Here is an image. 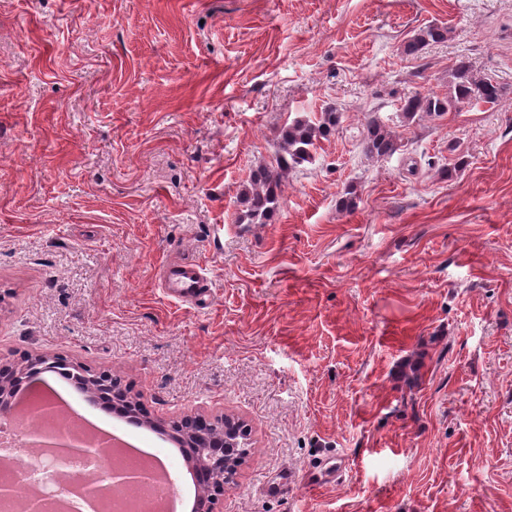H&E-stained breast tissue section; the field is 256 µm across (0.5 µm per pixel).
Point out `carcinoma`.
I'll return each mask as SVG.
<instances>
[{
    "mask_svg": "<svg viewBox=\"0 0 512 512\" xmlns=\"http://www.w3.org/2000/svg\"><path fill=\"white\" fill-rule=\"evenodd\" d=\"M448 37V28L428 26L406 45L407 53L417 55L425 48ZM504 96V89L489 78L474 73L470 62L458 58L450 72L448 95L439 97L429 93H417L404 99L401 112L411 120L423 113L440 116L461 104L473 107L497 105ZM339 113L328 109L315 118L297 116L285 124L278 135V147L273 161L262 164L250 172L240 190L243 209L238 216L241 224H269L280 206V190L285 175L315 160L318 143L336 131ZM362 145L366 154L391 157L400 151V136L378 117H370L364 127Z\"/></svg>",
    "mask_w": 512,
    "mask_h": 512,
    "instance_id": "cac0c4a2",
    "label": "carcinoma"
}]
</instances>
